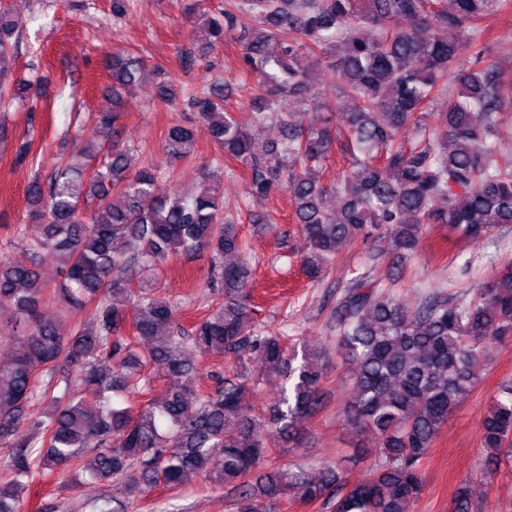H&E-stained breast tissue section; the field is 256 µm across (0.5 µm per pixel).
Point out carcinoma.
Masks as SVG:
<instances>
[{
	"mask_svg": "<svg viewBox=\"0 0 512 512\" xmlns=\"http://www.w3.org/2000/svg\"><path fill=\"white\" fill-rule=\"evenodd\" d=\"M503 0H230L229 7L199 21L209 40L205 52L236 34L262 107L251 125L224 107L220 84L190 99L220 159L247 172V194L267 198L282 185L293 203V223L304 241L301 264L318 282L336 269L338 250L352 239L389 237L408 256L431 225L479 240L512 224V166L496 162L512 126L502 120L512 105V85L492 67L460 65L474 47L466 30ZM21 18L0 6V106L34 104L37 84L14 79V43ZM455 29L460 37L440 35ZM320 50L337 73L317 90L308 88L302 61ZM112 110L96 125L108 139L60 148L57 166L30 186L27 217L39 224L33 252L53 251L60 281L53 291L66 308H91L92 326L65 334L43 308L49 288L36 265L0 260V303L13 309L0 337L13 344L0 361V512H25L23 494L37 472L76 469L81 485L121 487L124 498L100 494L98 512H129L133 500L159 485L177 487L203 474L241 504L238 512H282L290 500L320 503L329 512H413L423 490L422 461L461 398L472 391L483 360L512 336V265L492 288L448 295L431 289L408 306L371 276L339 285L331 319L336 348L348 366L342 414L378 440L374 463L353 485L346 463L365 455H339L336 466L314 478L305 466H271L272 449L292 438L299 420L321 405L324 367L306 350L301 362L279 330L262 326L247 334L249 259L240 227L224 210L220 187L207 181L195 192L156 195L159 178L196 152L193 128L167 129L159 163H138L134 149L119 145L118 113L126 96L153 69L141 56L112 53ZM447 97L438 122L447 133L436 141L428 122L437 100ZM356 102L343 127L332 114L341 100ZM273 124L276 140L261 144L250 126ZM413 145L400 141L404 130ZM339 151L347 166L325 182V162ZM15 160L37 163L32 142L18 144ZM211 254L205 288L207 313L185 327L178 305L145 279L131 286L134 266L151 269L197 251ZM186 350L222 356L224 376L211 392L188 385L154 394L158 372L184 374ZM99 401L88 411L57 377L60 364ZM260 364V371L252 370ZM286 377L290 385L257 411L245 402L253 384ZM147 397L131 416L119 400ZM46 403L44 419L20 434L25 408ZM40 447L34 451V447ZM488 472L512 463V380L504 382L482 421ZM93 459L85 460L86 453ZM224 458L219 473L212 458ZM453 512H477L460 488Z\"/></svg>",
	"mask_w": 512,
	"mask_h": 512,
	"instance_id": "obj_1",
	"label": "carcinoma"
}]
</instances>
